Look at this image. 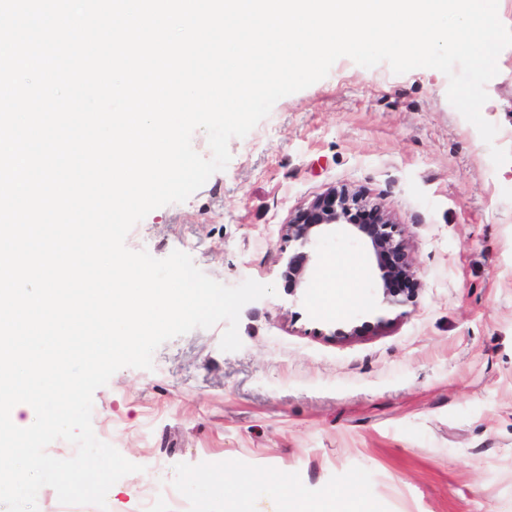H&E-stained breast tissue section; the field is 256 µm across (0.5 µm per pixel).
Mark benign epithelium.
Here are the masks:
<instances>
[{
    "label": "benign epithelium",
    "mask_w": 512,
    "mask_h": 512,
    "mask_svg": "<svg viewBox=\"0 0 512 512\" xmlns=\"http://www.w3.org/2000/svg\"><path fill=\"white\" fill-rule=\"evenodd\" d=\"M338 226H345L364 245L379 271L376 287L383 298L398 303V296L405 289L394 286L397 278L413 279V271L407 260L406 246L398 225L375 204L362 195L346 189H332L315 199L285 225V236L296 242L302 251L288 259L282 273L289 291L304 288L310 281L308 265L310 256L303 248L312 245L323 235Z\"/></svg>",
    "instance_id": "obj_1"
}]
</instances>
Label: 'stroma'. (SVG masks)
<instances>
[{
	"instance_id": "stroma-1",
	"label": "stroma",
	"mask_w": 512,
	"mask_h": 512,
	"mask_svg": "<svg viewBox=\"0 0 512 512\" xmlns=\"http://www.w3.org/2000/svg\"><path fill=\"white\" fill-rule=\"evenodd\" d=\"M497 65L482 107L493 145L442 72L342 57L232 139L225 170L131 229V250H180L224 285L276 293L243 307L240 350H221L225 323L196 329L95 391L96 437L142 467L108 512H224L228 468L282 472L309 503L357 487L379 512H512V162L490 157L512 149V47ZM341 187L399 225L417 279L405 303L372 290L368 264L357 302L337 307L320 277L365 256L340 232L289 294L284 226Z\"/></svg>"
}]
</instances>
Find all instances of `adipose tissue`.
Instances as JSON below:
<instances>
[{
	"mask_svg": "<svg viewBox=\"0 0 512 512\" xmlns=\"http://www.w3.org/2000/svg\"><path fill=\"white\" fill-rule=\"evenodd\" d=\"M224 482L235 492L241 502L240 512H254L253 505L258 494H265L270 503L269 512H332L330 504L335 494H328L327 501L321 505L304 504L295 486L277 472H269L262 477L243 478L232 470H225Z\"/></svg>",
	"mask_w": 512,
	"mask_h": 512,
	"instance_id": "ef3b65f1",
	"label": "adipose tissue"
}]
</instances>
